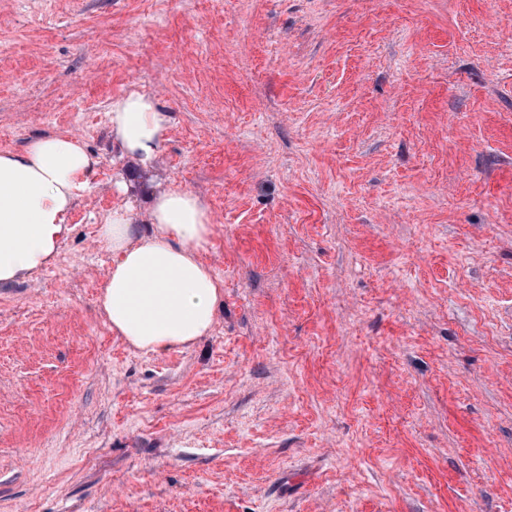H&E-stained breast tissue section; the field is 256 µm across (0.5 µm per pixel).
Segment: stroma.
Returning <instances> with one entry per match:
<instances>
[{
    "instance_id": "1",
    "label": "stroma",
    "mask_w": 512,
    "mask_h": 512,
    "mask_svg": "<svg viewBox=\"0 0 512 512\" xmlns=\"http://www.w3.org/2000/svg\"><path fill=\"white\" fill-rule=\"evenodd\" d=\"M214 219L213 333L99 311L113 98ZM100 164L0 288V512H512V0H0V151Z\"/></svg>"
}]
</instances>
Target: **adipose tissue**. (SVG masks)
<instances>
[{
  "label": "adipose tissue",
  "instance_id": "ef3b65f1",
  "mask_svg": "<svg viewBox=\"0 0 512 512\" xmlns=\"http://www.w3.org/2000/svg\"><path fill=\"white\" fill-rule=\"evenodd\" d=\"M109 122L121 157L144 173L158 168L168 119L155 100L129 92ZM98 164L77 139L46 135L22 152H0V286L54 261L66 219ZM145 215L116 207L98 239L112 253L99 307L129 345L162 355L209 336L223 283L200 257L213 218L187 190L153 189Z\"/></svg>",
  "mask_w": 512,
  "mask_h": 512
}]
</instances>
